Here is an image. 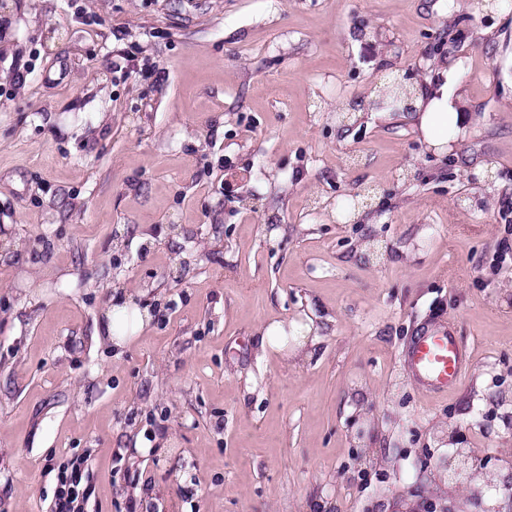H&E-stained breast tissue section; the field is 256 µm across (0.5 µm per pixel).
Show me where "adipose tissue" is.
Returning <instances> with one entry per match:
<instances>
[{"label": "adipose tissue", "mask_w": 512, "mask_h": 512, "mask_svg": "<svg viewBox=\"0 0 512 512\" xmlns=\"http://www.w3.org/2000/svg\"><path fill=\"white\" fill-rule=\"evenodd\" d=\"M453 83L452 74L447 72L443 75L442 86L413 90L411 119L422 140L439 152L444 151L456 126L466 120L455 100ZM150 321L149 311L140 308L134 299H115L105 311V340L117 347L124 346Z\"/></svg>", "instance_id": "ef3b65f1"}]
</instances>
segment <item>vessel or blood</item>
<instances>
[{
  "label": "vessel or blood",
  "instance_id": "vessel-or-blood-1",
  "mask_svg": "<svg viewBox=\"0 0 512 512\" xmlns=\"http://www.w3.org/2000/svg\"><path fill=\"white\" fill-rule=\"evenodd\" d=\"M407 360L416 378L442 391L457 387L470 366L467 348L449 329L422 336L408 349Z\"/></svg>",
  "mask_w": 512,
  "mask_h": 512
}]
</instances>
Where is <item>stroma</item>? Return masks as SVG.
Returning a JSON list of instances; mask_svg holds the SVG:
<instances>
[{"instance_id":"35a3bbf8","label":"stroma","mask_w":512,"mask_h":512,"mask_svg":"<svg viewBox=\"0 0 512 512\" xmlns=\"http://www.w3.org/2000/svg\"><path fill=\"white\" fill-rule=\"evenodd\" d=\"M477 2L0 0V512L75 456L88 512H446L458 448L512 484V12ZM447 63L437 153L375 98ZM118 292L154 318L115 351ZM437 321L471 365L434 396ZM260 348L263 352H284L288 355V322L275 321L260 331ZM412 374L436 390L456 388L470 366L467 348L448 329L426 333L407 351Z\"/></svg>"}]
</instances>
